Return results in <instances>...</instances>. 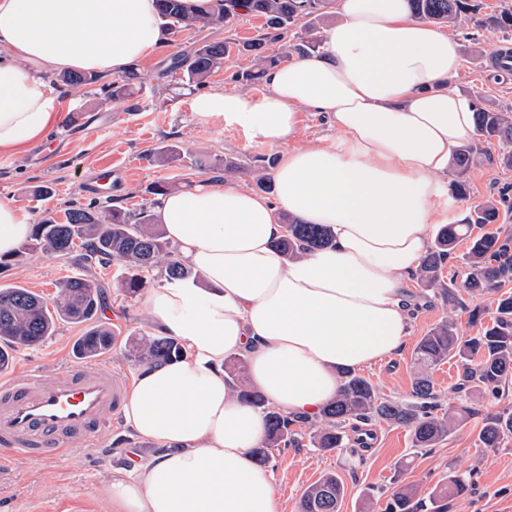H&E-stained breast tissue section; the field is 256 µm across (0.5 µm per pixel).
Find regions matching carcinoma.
I'll list each match as a JSON object with an SVG mask.
<instances>
[{
    "label": "carcinoma",
    "instance_id": "1",
    "mask_svg": "<svg viewBox=\"0 0 512 512\" xmlns=\"http://www.w3.org/2000/svg\"><path fill=\"white\" fill-rule=\"evenodd\" d=\"M331 0H202L191 5L186 0H156L158 13L167 29L177 33L201 29L224 22L231 23L243 13L265 19L267 32L243 45L254 59L253 69L237 75L241 80L255 81L280 59L292 54L307 55L321 44L315 34ZM415 16L448 28L465 21L495 31L512 30V7L501 5L482 17H475L476 8L469 0H409ZM298 42L283 44L281 56L266 54L270 41H280L293 27ZM230 48L223 42H205L190 56L178 59L186 80L197 87L206 86L209 77L223 69ZM137 74L133 71L105 86L106 96L114 101L130 95ZM61 82L81 87L96 82L86 73H69ZM477 131L487 139H495L510 147L498 155L499 165L512 169V113L490 106L476 109ZM475 162L473 149L467 145L452 154V172L456 176L453 189L456 196L469 195L464 176ZM500 201L489 198L476 205L465 222L443 225L434 243L422 259L416 273L419 287L426 294L447 302L457 300V291L448 287L443 277L445 263L454 259L455 248L462 240L469 242L463 256L459 287L474 296H485L494 315L486 308H474L470 320L479 326L476 334L464 337L451 319L437 323L417 341L413 358L418 367L412 391L405 399L389 397L368 379L348 371L343 374L336 400L327 404L310 421L291 419L268 406L265 399L246 384V362L232 356L225 374L233 393L261 409L265 414L266 430L260 447L254 450L257 462L267 465L273 450L301 448L304 443L320 451L342 450L348 447L345 430L351 421H379L406 427L412 435L413 447L433 448L445 441L459 425V418L442 411L440 393L435 389L430 370L436 365L458 358L465 362L462 391L475 384L484 393L497 399L503 397L512 381V231L486 227L499 223ZM284 228L277 247L290 259H298L312 249L330 243V233L318 224H303L294 217L281 216ZM30 252H42L68 258L78 253L75 265L87 268L115 262L124 270L120 287L133 296L147 285L145 274L158 271L168 282L185 280L192 273L175 258L159 225L153 222L146 208L130 212L111 206H75L64 212V219H43L33 226L30 241L18 252L21 258ZM99 299L94 283L73 275L59 283L55 297L47 300L27 288H0V372L12 366L13 352L33 347L52 335L57 323L66 321L85 326V332L73 344L80 358L104 355L112 348L113 333L97 323ZM490 322H484L485 317ZM184 356L182 345L167 336L138 335L129 341L127 358L139 365L162 364ZM512 435V410L506 408L482 418L478 439L485 448H497ZM469 486V476L457 473L448 479V486L433 495L432 512H447L448 497L460 496ZM345 495L343 482L334 473L322 475L304 492L300 512H339ZM422 502L410 486L395 490L385 506V512H420Z\"/></svg>",
    "mask_w": 512,
    "mask_h": 512
}]
</instances>
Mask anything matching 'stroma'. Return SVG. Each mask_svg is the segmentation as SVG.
Listing matches in <instances>:
<instances>
[{"mask_svg":"<svg viewBox=\"0 0 512 512\" xmlns=\"http://www.w3.org/2000/svg\"><path fill=\"white\" fill-rule=\"evenodd\" d=\"M263 31V18L243 14L230 25L180 32L138 64L134 93L119 103L109 101L101 91L113 81L109 74L80 88L56 84L63 119L24 154H0V202L24 209L35 222L49 213L62 216L74 204L107 202L126 210L150 209L156 202L147 191L152 183L188 189L205 177L223 181L224 159L248 166L257 158L276 156V149L248 141L240 129L198 119L192 110L195 94L186 89L181 70L173 65L177 55L202 42L239 44ZM454 35L462 67L451 80V88L484 104L512 109V72L499 71L493 61L498 49L512 46V32L492 33L467 22L455 29ZM477 44L484 55L475 61L471 51ZM166 145L179 146L181 155L168 163L158 162L154 154ZM471 145L475 165L468 174L470 192L467 198L457 200L451 221L462 220L471 207L494 198L501 202V223L512 226V169L499 166L496 141L478 136ZM107 162L112 165L108 184L103 183L100 171L101 164ZM39 185L49 186L51 195H36L34 189ZM74 271L72 261L32 253L22 262L0 266V286H20L50 298L59 282ZM87 276L100 294L98 319L114 332V344L105 360L115 373L131 377L136 367L125 357L127 340L130 335L151 331L140 299L122 290L119 265L92 268ZM408 288L416 306L404 349L359 370L382 393L394 398L408 397L412 390L416 372L412 354L420 336L448 318L454 319L462 335H474L476 328L468 312L483 303L482 298L463 291L457 302L448 303L423 294L416 282H409ZM83 332V326L58 323L55 333L42 343L15 352L13 370H41L50 377L63 374L77 361L72 344ZM463 373L461 363L454 359L431 371L435 388L445 397V409L465 406L471 411L436 447L414 450L408 429L373 421L369 427L374 438L368 447L355 444L326 453L307 447L287 448L277 453L271 470L279 512H299L306 488L327 472L335 473L345 486L340 512H362L366 507L383 512L390 494L405 484L414 485L419 498L425 499L446 485L449 475L462 472L471 475L470 489L465 495L449 498L448 512H512V438L497 448L480 447L478 441L484 415L512 406V395L498 401L475 388L457 395L454 389ZM97 441L96 447L69 458L9 457L0 468V512H46L62 499H88L93 512H107L109 475L133 471L134 465L126 461L129 452H137L143 463L154 455L155 448L123 421L100 432Z\"/></svg>","mask_w":512,"mask_h":512,"instance_id":"stroma-1","label":"stroma"}]
</instances>
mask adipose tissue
<instances>
[{
    "instance_id": "obj_1",
    "label": "adipose tissue",
    "mask_w": 512,
    "mask_h": 512,
    "mask_svg": "<svg viewBox=\"0 0 512 512\" xmlns=\"http://www.w3.org/2000/svg\"><path fill=\"white\" fill-rule=\"evenodd\" d=\"M338 12L317 53L267 70L264 94L194 99L199 118L279 149L277 198L207 179L159 198L154 219L195 278L146 291L142 307L185 356L130 381L125 420L159 453L111 480L112 512H278L273 474L251 457L264 417L232 392L225 359L240 355L271 406L310 420L340 369L407 340L408 282L448 221L442 176L476 134V104L448 86L457 40L408 0H339ZM168 40L155 0H0V152L24 153L62 120L46 74H120ZM304 109L336 137L294 146ZM279 208L330 229L331 245L284 257ZM31 233L23 209L0 203V256Z\"/></svg>"
}]
</instances>
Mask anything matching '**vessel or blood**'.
<instances>
[{"label":"vessel or blood","mask_w":512,"mask_h":512,"mask_svg":"<svg viewBox=\"0 0 512 512\" xmlns=\"http://www.w3.org/2000/svg\"><path fill=\"white\" fill-rule=\"evenodd\" d=\"M126 381L104 362L71 366L61 377L27 371L0 378V463L71 455L70 441L95 446L122 410Z\"/></svg>","instance_id":"obj_1"}]
</instances>
